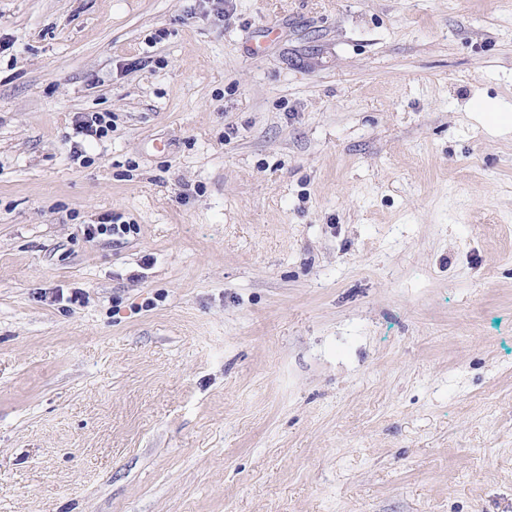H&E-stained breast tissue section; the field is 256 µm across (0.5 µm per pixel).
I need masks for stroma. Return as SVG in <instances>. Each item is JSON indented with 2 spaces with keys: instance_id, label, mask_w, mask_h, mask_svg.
<instances>
[{
  "instance_id": "35a3bbf8",
  "label": "stroma",
  "mask_w": 512,
  "mask_h": 512,
  "mask_svg": "<svg viewBox=\"0 0 512 512\" xmlns=\"http://www.w3.org/2000/svg\"><path fill=\"white\" fill-rule=\"evenodd\" d=\"M0 40V512H512V0H0ZM75 116V130L76 133L82 136L80 142H75L71 148L72 159L79 160L80 164H87L91 160L88 157L85 149V143L92 145L106 138L109 132H112L113 118L110 112H79Z\"/></svg>"
}]
</instances>
